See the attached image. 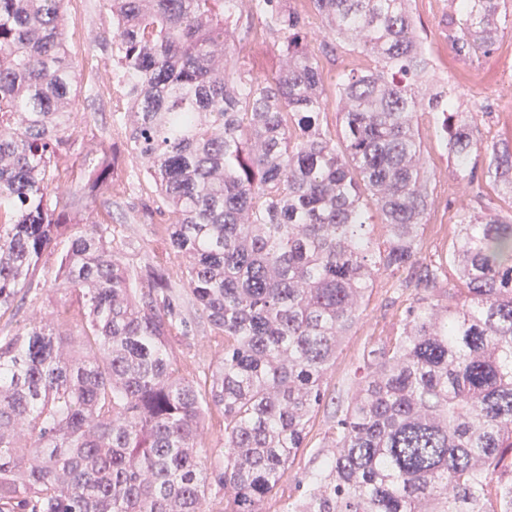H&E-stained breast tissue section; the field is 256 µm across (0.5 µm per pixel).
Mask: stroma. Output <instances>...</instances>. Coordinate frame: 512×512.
Masks as SVG:
<instances>
[{"mask_svg":"<svg viewBox=\"0 0 512 512\" xmlns=\"http://www.w3.org/2000/svg\"><path fill=\"white\" fill-rule=\"evenodd\" d=\"M296 5L305 19L311 46L323 70L328 100L325 121L335 130L339 127L336 81L343 72L366 65L367 60L336 43L314 14L309 0H296ZM411 8L423 27L434 62L431 83L451 88L461 110L476 115L484 143H512V29L500 34L489 54L463 62L448 42L450 0H412ZM241 21L249 26L250 33L238 43L235 52L228 54V66L250 68L258 74L277 71L282 57L276 40L252 16L243 15ZM65 31L70 56L81 74L75 98L76 133L71 156L74 175L79 178L98 166L102 158L100 137L112 131L118 120L112 103L117 70L110 52L100 47L102 38L112 35L105 0H68ZM419 130L432 191L419 254L421 262L426 263L447 254L463 215L504 211L512 204L487 183L483 174L485 156L471 159L475 171L472 183L456 178L443 146L440 117L424 115ZM113 175L127 185L128 191L115 198L112 206V251L136 278L146 279L155 268L166 272L173 286L176 313L183 321L170 339L174 366L180 375L193 379L199 390H207L214 364L224 352V340L181 283L185 260L167 243V226L156 212L155 188L144 178L140 164L125 160ZM59 259V251L45 253L24 304L0 314V337L14 335L34 319L54 320L63 301L61 292L53 288ZM405 278L402 272L377 276L358 322L344 339L335 364L327 372V401L311 419L303 448L290 465L277 496L265 503L264 512H285L297 481L307 473L311 455L321 448L337 409L346 405L357 382L367 374L368 350L378 337L392 335L396 329L401 309L414 294L413 289L403 288Z\"/></svg>","mask_w":512,"mask_h":512,"instance_id":"stroma-1","label":"stroma"}]
</instances>
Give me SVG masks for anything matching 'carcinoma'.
<instances>
[{
  "label": "carcinoma",
  "instance_id": "obj_1",
  "mask_svg": "<svg viewBox=\"0 0 512 512\" xmlns=\"http://www.w3.org/2000/svg\"><path fill=\"white\" fill-rule=\"evenodd\" d=\"M66 0H0V311L24 299L66 238L57 316L0 339V512H262L325 399L324 379L380 271L415 294L374 368L330 425L285 512H512V214L461 219L442 262H419L431 205L418 119L438 112L448 156L472 155L512 200V147L484 145L451 90L430 84L411 0H310L324 27L371 60L336 84L339 132L291 0H250L285 65L224 68L244 39L241 0H106L123 120L81 189L101 199L72 233L68 183L80 73ZM512 0H453L455 55L487 54ZM154 184L184 285L224 355L207 392L173 368L167 278L142 287L112 255L119 146ZM386 229L375 246L365 198ZM224 417L206 475L205 408Z\"/></svg>",
  "mask_w": 512,
  "mask_h": 512
}]
</instances>
